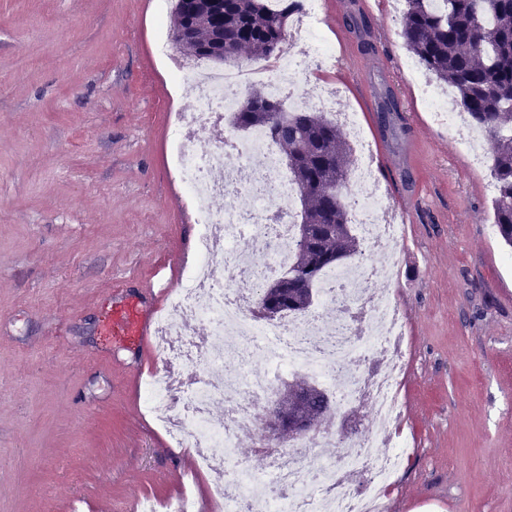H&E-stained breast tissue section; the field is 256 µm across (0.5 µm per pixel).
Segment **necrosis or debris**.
<instances>
[{
    "instance_id": "necrosis-or-debris-1",
    "label": "necrosis or debris",
    "mask_w": 512,
    "mask_h": 512,
    "mask_svg": "<svg viewBox=\"0 0 512 512\" xmlns=\"http://www.w3.org/2000/svg\"><path fill=\"white\" fill-rule=\"evenodd\" d=\"M320 5V0H300L292 14L296 34L274 61L232 64L218 73L195 66L175 69L196 102L193 111L176 113L174 131L177 172L194 203L199 232L195 257L157 317L156 347L167 369L147 382L145 405L172 443L193 449L213 473L224 512H384L386 493L410 452L397 427L403 324L384 287L394 275L402 227L370 183V162L358 165L351 181L356 227L372 259L331 270L321 285L326 309L341 305L351 310L352 319L330 320L325 309L262 324L249 307L260 277L286 267L291 258V226L283 217L295 205L296 188L262 130L246 139L216 137L205 147L196 145L201 132L223 126L237 111L240 91L257 84L270 96L290 98L295 89L289 77L307 58L324 66L332 62L327 42L297 37L319 20ZM420 90L432 118L466 149H476L481 132L446 106L429 83H421ZM243 159L255 162L247 191L254 205L247 209L238 203L237 168ZM214 197L223 199V208L210 207ZM244 236L251 241L246 250L238 245ZM246 270L251 273L247 279L242 276ZM186 319L201 322L198 338L181 330ZM228 352L241 359V369L225 370ZM275 368L337 381L341 412L367 402L368 427L348 436L342 457L320 455L331 438L325 431L291 439L278 456L267 457L262 476L231 463L242 439L260 436L254 409L273 396ZM219 400L225 413L217 421L210 406Z\"/></svg>"
}]
</instances>
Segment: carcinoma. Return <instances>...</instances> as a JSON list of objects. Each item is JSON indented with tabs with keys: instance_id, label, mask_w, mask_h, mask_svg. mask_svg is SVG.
<instances>
[{
	"instance_id": "1",
	"label": "carcinoma",
	"mask_w": 512,
	"mask_h": 512,
	"mask_svg": "<svg viewBox=\"0 0 512 512\" xmlns=\"http://www.w3.org/2000/svg\"><path fill=\"white\" fill-rule=\"evenodd\" d=\"M184 0H175L172 34L188 31L177 51L222 64L224 45L258 60L278 55L287 39L288 11L273 12L266 0H231V7L200 0L195 19H188ZM405 0L402 36L408 50L441 84L456 92V102L491 142L489 171L497 195L494 224L505 245L512 247V0ZM233 127H260L287 155L299 146L288 166L297 187L305 243L293 251L284 286H273L276 310L306 311L314 286L326 272L358 251L351 234L345 186L351 148L336 123L321 112L284 113V101L263 89L242 93ZM302 397L304 408L325 420L332 413L327 393L305 380L284 391Z\"/></svg>"
}]
</instances>
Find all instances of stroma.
<instances>
[{
  "label": "stroma",
  "instance_id": "35a3bbf8",
  "mask_svg": "<svg viewBox=\"0 0 512 512\" xmlns=\"http://www.w3.org/2000/svg\"><path fill=\"white\" fill-rule=\"evenodd\" d=\"M361 6L364 49L347 15ZM173 0H0V512H99L185 487L143 410L151 348L120 346L112 303L145 297L156 265L198 232L175 171ZM398 0H322L336 57L296 76L355 113L372 175L404 226L391 287L407 336L401 414L413 444L387 512H512V253L493 224L487 167L430 117L404 69ZM399 104L383 133L377 89Z\"/></svg>",
  "mask_w": 512,
  "mask_h": 512
}]
</instances>
